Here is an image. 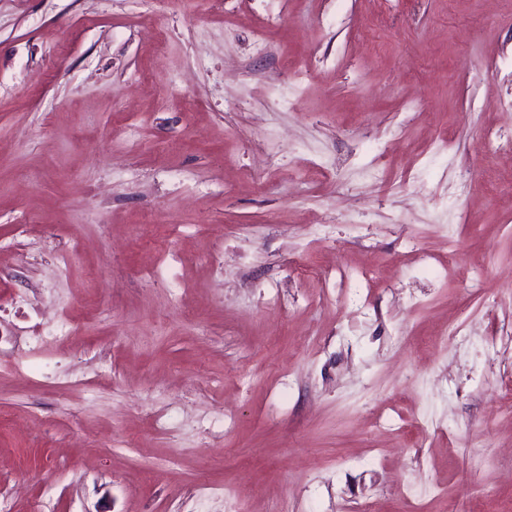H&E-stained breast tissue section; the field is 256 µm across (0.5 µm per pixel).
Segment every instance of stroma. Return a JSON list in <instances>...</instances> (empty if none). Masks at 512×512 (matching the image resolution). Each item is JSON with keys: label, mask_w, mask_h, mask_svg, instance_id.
<instances>
[{"label": "stroma", "mask_w": 512, "mask_h": 512, "mask_svg": "<svg viewBox=\"0 0 512 512\" xmlns=\"http://www.w3.org/2000/svg\"><path fill=\"white\" fill-rule=\"evenodd\" d=\"M509 102L512 0H0L9 512H512Z\"/></svg>", "instance_id": "stroma-1"}]
</instances>
